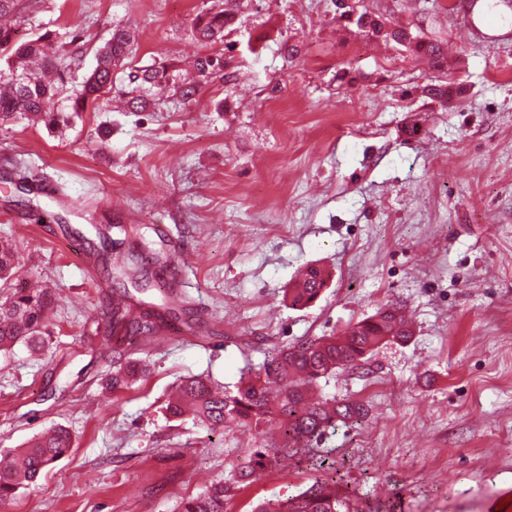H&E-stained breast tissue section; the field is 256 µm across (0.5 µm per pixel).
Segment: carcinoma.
<instances>
[{
	"mask_svg": "<svg viewBox=\"0 0 512 512\" xmlns=\"http://www.w3.org/2000/svg\"><path fill=\"white\" fill-rule=\"evenodd\" d=\"M249 0H218L193 21L192 36L198 42L213 45L241 24L242 8ZM338 20L357 28L358 32L386 42H394L413 54L429 60L432 68L443 70L447 64L441 42L412 34L359 6L357 0H336ZM137 34L128 25H115L109 38L96 52V65L69 109L49 111L46 104L64 91V75L80 57L76 51L62 54L53 50L45 37L20 43L15 28L0 25V53L6 59V69L0 70V80L7 81L9 91L0 93V121H8L20 113L35 124L47 127H68L84 111L87 102H94L110 93L114 72L130 67L128 80L139 95L128 100L133 112H142L150 104L155 91L179 97L186 104L197 102V96L213 75L224 70V55L201 56L195 65V75L189 80L172 82L165 62L133 67ZM422 93L443 107H448L462 87L439 82L426 85ZM17 257L11 246L0 241V282L8 284ZM324 272L310 266L301 272L284 291V302L291 308H306L322 293ZM53 295L46 288L10 287V296L0 302V351L18 343L38 347L48 319ZM162 317L150 309L134 307L126 298L112 304L111 329L115 335L136 336L146 342L159 332ZM352 334L336 338L321 336L273 349L262 369L241 377L235 389L217 388L211 380L192 376L181 380L168 398L165 410L169 417H189L214 433L232 424L259 427L276 420L281 425L278 439H268L264 431L258 435L261 444L252 449L248 462L237 468L235 478L244 481L270 468L278 457L296 454L314 440L336 429V422L360 425L367 417L364 405L350 400L315 401L311 389L321 379L338 369L353 366L365 359L380 344L406 341L411 338L401 309L394 308L380 318L370 316L349 326ZM141 361L121 357L113 360L108 385L112 391L129 389L145 376ZM277 387L275 396L269 390ZM73 448L70 431L54 425L34 436L21 448L9 451L11 460L0 464V507L13 499L21 489L32 487L39 474L64 458ZM178 512H227L224 483L210 485L195 497L183 500ZM252 512H350L349 498L336 492V479L317 480L305 490L286 498L258 501Z\"/></svg>",
	"mask_w": 512,
	"mask_h": 512,
	"instance_id": "1",
	"label": "carcinoma"
}]
</instances>
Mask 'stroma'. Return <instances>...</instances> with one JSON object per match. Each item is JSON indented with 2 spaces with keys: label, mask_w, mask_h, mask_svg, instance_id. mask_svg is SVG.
Segmentation results:
<instances>
[{
  "label": "stroma",
  "mask_w": 512,
  "mask_h": 512,
  "mask_svg": "<svg viewBox=\"0 0 512 512\" xmlns=\"http://www.w3.org/2000/svg\"><path fill=\"white\" fill-rule=\"evenodd\" d=\"M24 4L18 41L49 32L80 52L55 110L81 90L112 25L136 28L139 67L210 52L191 27L212 0ZM364 4L444 41L447 67L341 26L334 0H251L224 40L226 74L197 104L158 93L147 111L124 110L121 71L65 131L0 121L12 281L55 295L42 347L0 352V448L56 424L74 437L6 512H175L230 478L256 441L246 426L212 434L167 420L161 406L182 379L233 388L273 348L338 334L392 303L412 339L319 383L369 410L322 442L354 512H492L512 495V6ZM286 42L300 55L285 58ZM439 80L464 87L446 111L420 91ZM415 123L419 134L406 135ZM27 171L37 179L18 189ZM142 235L144 274L184 273L199 318L128 345L149 372L113 397L112 267ZM310 264L328 286L289 308L284 290ZM323 475L295 455L232 488L226 507L251 512Z\"/></svg>",
  "instance_id": "obj_1"
}]
</instances>
